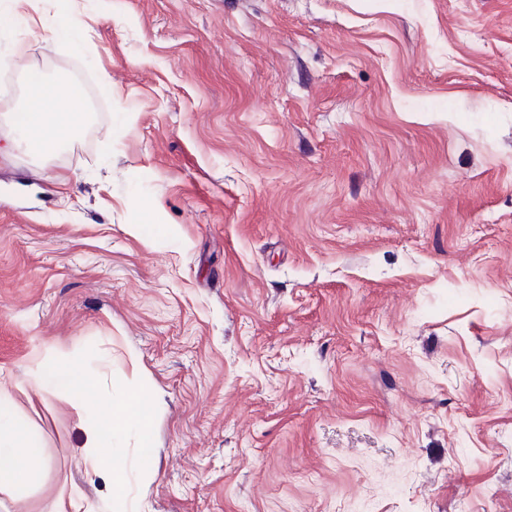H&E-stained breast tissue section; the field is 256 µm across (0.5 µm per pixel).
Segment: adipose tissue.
Segmentation results:
<instances>
[{"mask_svg": "<svg viewBox=\"0 0 512 512\" xmlns=\"http://www.w3.org/2000/svg\"><path fill=\"white\" fill-rule=\"evenodd\" d=\"M14 120L19 147L31 156L44 157L76 139L90 117L80 94L63 99L59 82L41 78L30 89L24 109L16 113ZM31 382L70 394L78 409L93 408L86 448L77 461L86 473L107 472L114 489H124V440L128 437L137 438L144 450L141 467H152L149 448L154 409L146 405L129 379L112 381L122 391L120 399L99 395V380L92 372L47 348L39 353L29 378L14 379L12 389L24 388ZM10 391L0 388V493L13 497L36 484L49 461L41 444L15 419Z\"/></svg>", "mask_w": 512, "mask_h": 512, "instance_id": "obj_1", "label": "adipose tissue"}]
</instances>
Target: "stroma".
I'll use <instances>...</instances> for the list:
<instances>
[{"label":"stroma","mask_w":512,"mask_h":512,"mask_svg":"<svg viewBox=\"0 0 512 512\" xmlns=\"http://www.w3.org/2000/svg\"><path fill=\"white\" fill-rule=\"evenodd\" d=\"M2 13L10 111L64 74L93 118L46 159L0 125V384L48 347L158 411L118 499L13 392L50 467L0 512H512V0Z\"/></svg>","instance_id":"obj_1"}]
</instances>
